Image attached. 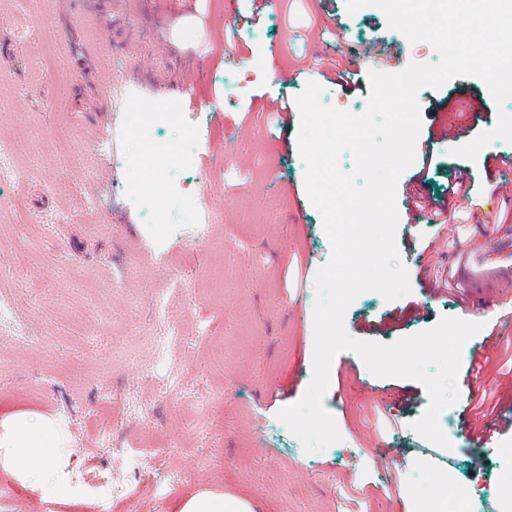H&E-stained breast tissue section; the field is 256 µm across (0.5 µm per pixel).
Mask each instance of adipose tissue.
Instances as JSON below:
<instances>
[{
  "mask_svg": "<svg viewBox=\"0 0 512 512\" xmlns=\"http://www.w3.org/2000/svg\"><path fill=\"white\" fill-rule=\"evenodd\" d=\"M67 438L51 419L26 413L0 417V471L21 483L44 489L51 475H64ZM178 512H256L250 500L211 489L187 497Z\"/></svg>",
  "mask_w": 512,
  "mask_h": 512,
  "instance_id": "1",
  "label": "adipose tissue"
}]
</instances>
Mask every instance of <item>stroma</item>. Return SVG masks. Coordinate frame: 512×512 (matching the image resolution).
Returning <instances> with one entry per match:
<instances>
[{
  "instance_id": "1",
  "label": "stroma",
  "mask_w": 512,
  "mask_h": 512,
  "mask_svg": "<svg viewBox=\"0 0 512 512\" xmlns=\"http://www.w3.org/2000/svg\"><path fill=\"white\" fill-rule=\"evenodd\" d=\"M163 0L150 22L141 0H0V139L17 140L16 183L0 187V297H9L29 343L0 333V414L19 410L52 418L69 435L70 474L60 492L21 484L0 471L9 491L0 512H176L180 501L212 487L255 503L256 512H439L431 489L440 472L449 499L465 498L472 512H496L512 500V430L491 448L467 441L462 421L467 388L439 417L450 446L437 466L415 428L429 406L421 383L365 371L353 351L340 359L366 381L329 372L324 397L340 441L305 451L278 412L298 402L312 377L315 276L331 253L320 211L305 186L300 155L301 112L288 126L267 120L259 106L295 99L318 82L325 105L366 111L369 73L435 64L438 51L409 43L390 29L384 12L367 6L348 13L336 0L327 42L311 41L319 19L314 0H276L258 24L240 23L254 0ZM45 39L42 57L21 29ZM142 44L130 54L123 29ZM397 43L391 61L359 56L375 37ZM242 45L234 63L224 43ZM113 53V90L97 73L100 45ZM322 52L358 66L345 88L320 76L309 58ZM289 82H281V71ZM193 80L210 100L196 112L177 86ZM468 89L482 102L471 114L476 133L492 130L512 99L496 106L479 78H451L418 94L420 130L414 161L396 183L395 247L411 291L388 301L374 291L348 307L354 339L391 345L464 318V302L432 292L412 267L448 227L409 224L405 186L432 164L425 192L441 200L457 168L474 186L464 210L481 214L492 197L483 157L455 155L434 119L448 97ZM112 138L114 153L99 151ZM506 204L480 224L458 227L462 256H451L456 278L480 330L461 351L469 367L493 329L481 307L499 279L498 260L512 258ZM182 330L157 356L154 340L169 323ZM182 390L156 395L159 368ZM403 387L407 402L390 403L394 424L374 419L372 389ZM145 406L130 415L128 399ZM135 456L137 473L125 497L113 498L104 478L115 454ZM179 483H169L170 474ZM399 486L402 504L386 488Z\"/></svg>"
}]
</instances>
